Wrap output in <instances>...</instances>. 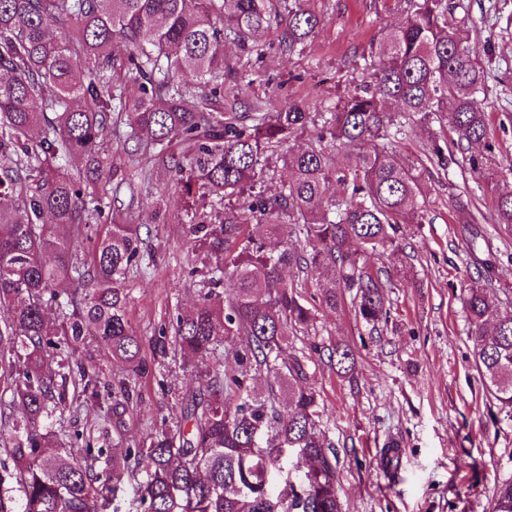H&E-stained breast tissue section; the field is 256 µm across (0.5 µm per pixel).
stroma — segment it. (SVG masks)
<instances>
[{"instance_id": "obj_1", "label": "stroma", "mask_w": 512, "mask_h": 512, "mask_svg": "<svg viewBox=\"0 0 512 512\" xmlns=\"http://www.w3.org/2000/svg\"><path fill=\"white\" fill-rule=\"evenodd\" d=\"M474 31L472 47L490 74L486 110L498 142L496 163H512V0H464ZM323 17L303 50L288 54L279 32L256 37L258 51L236 42L224 45V85L240 99L315 100L322 108L339 104L361 73L354 57L369 52L385 26L399 14L375 12L371 0H310ZM131 210L144 241L147 274L129 278L128 316L143 340L142 367L127 372L107 346L88 350L98 371L96 403L76 390L57 415L62 439L82 434L92 447L118 442L136 447L176 416L182 401L201 381L174 350L156 349L152 337L176 309L192 307L200 285L188 276L202 255L181 226L183 201L159 174L134 179ZM426 219L403 228L405 254L372 255V267H411L415 284H399L391 295L392 319L381 336L362 340L364 326L350 308L319 310L313 335L291 337L288 350L310 353L312 345L349 343L359 348L354 380L317 364L311 384L324 403L321 430L337 453L339 496L346 512H486L494 486L512 479V413L487 397L473 362V340L459 288L462 280L489 270L493 285L512 294V227L495 223L483 181L466 171L429 168L422 174ZM466 195L477 224L463 223L451 198ZM163 198L156 217L151 203ZM135 388L138 399L113 416L117 380ZM402 445L396 480H388L379 459L388 439Z\"/></svg>"}]
</instances>
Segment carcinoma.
<instances>
[{
  "label": "carcinoma",
  "mask_w": 512,
  "mask_h": 512,
  "mask_svg": "<svg viewBox=\"0 0 512 512\" xmlns=\"http://www.w3.org/2000/svg\"><path fill=\"white\" fill-rule=\"evenodd\" d=\"M305 2L0 0V397H10L0 400V512H345L308 361L283 353L315 327L319 305L349 304L372 332L389 322L396 280L366 257L402 250V225L422 223L424 164L375 141L449 110L455 138L433 136L425 156L482 179L497 143L459 0H393L400 25L361 57L367 78L332 110L290 101L261 112L238 99L224 108V40L276 24L281 50L301 49L321 23ZM66 23L72 35H50ZM187 66L195 90L176 80ZM118 123L129 159L150 155L186 203L209 199L219 211L182 225L215 262L190 270L202 278L197 303L155 337L200 362L202 390L148 445L96 470L103 449L63 447L54 419L88 337L139 371L126 284L141 270L140 233L96 191L126 180L109 147ZM303 135L306 146L281 155L288 182L264 196V161ZM327 142L346 149L342 161ZM74 155L75 174L63 164ZM485 185L495 223L512 226V165ZM291 268L303 277L285 279ZM310 279L323 285L318 305ZM460 293L486 390L512 411V304L481 276ZM51 310L62 315L56 327ZM355 364L350 345L328 348L337 375L354 376ZM400 464L401 449L384 447L380 468L394 478ZM139 472L127 504L123 475ZM489 512H512V480L494 487Z\"/></svg>",
  "instance_id": "carcinoma-1"
}]
</instances>
